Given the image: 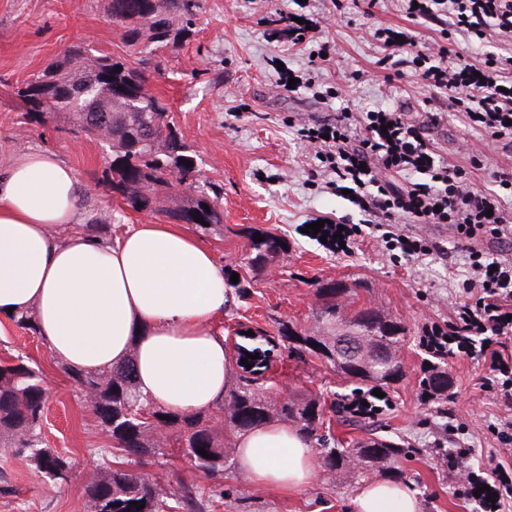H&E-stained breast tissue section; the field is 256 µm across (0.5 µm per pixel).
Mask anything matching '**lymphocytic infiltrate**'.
<instances>
[{
    "label": "lymphocytic infiltrate",
    "mask_w": 512,
    "mask_h": 512,
    "mask_svg": "<svg viewBox=\"0 0 512 512\" xmlns=\"http://www.w3.org/2000/svg\"><path fill=\"white\" fill-rule=\"evenodd\" d=\"M413 17L432 19L447 13L453 26L486 38L494 32L512 38V0H417ZM384 62L410 54L420 61V76L428 89L447 91L448 106L463 109L471 123L491 138L512 142V75L498 68V58L486 56L484 66L453 60L449 47L441 45L425 54L411 30L385 29ZM359 126V140H352V126ZM316 144L322 162L337 181L349 183L352 196L368 216L392 221L409 217L419 224L452 225L459 239L491 237L502 243L512 240V211L504 205V194H512V173L495 171L500 191L487 194L472 187L462 166L446 162L436 146L426 138L420 125L406 112L371 111L352 117L344 112L335 122L308 134ZM406 173L410 182L399 185L379 178V170ZM426 173L423 182L415 181ZM468 264L475 277L468 293L476 302L457 304L448 328L457 353L469 351L472 337L484 339L479 353L489 368L506 370L501 387L506 401L512 402V261L469 249ZM466 449L449 451V471H464L460 493L476 499L483 512H505L512 504V473L504 464L493 469H464ZM489 486L496 493L495 502L475 497L474 492Z\"/></svg>",
    "instance_id": "lymphocytic-infiltrate-1"
}]
</instances>
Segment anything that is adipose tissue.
I'll use <instances>...</instances> for the list:
<instances>
[{
	"instance_id": "ef3b65f1",
	"label": "adipose tissue",
	"mask_w": 512,
	"mask_h": 512,
	"mask_svg": "<svg viewBox=\"0 0 512 512\" xmlns=\"http://www.w3.org/2000/svg\"><path fill=\"white\" fill-rule=\"evenodd\" d=\"M86 191L56 153L32 149L0 168V324L32 315L64 367L134 362L141 399L178 414L224 400L230 366L214 323L228 302L224 269L175 224H130L113 240L83 231ZM60 226L68 235H57ZM252 483L293 491L314 474L302 433L267 425L236 440ZM356 512H419L400 484L362 487Z\"/></svg>"
}]
</instances>
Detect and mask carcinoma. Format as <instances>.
<instances>
[{"label": "carcinoma", "mask_w": 512, "mask_h": 512, "mask_svg": "<svg viewBox=\"0 0 512 512\" xmlns=\"http://www.w3.org/2000/svg\"><path fill=\"white\" fill-rule=\"evenodd\" d=\"M198 0H107L108 20L120 28L129 47L153 45L160 48L188 33V24ZM146 79L143 68L132 67L120 56L88 52L74 46L63 58L51 63L17 94L35 111L52 118L64 116L76 131L99 139L113 136L108 161L112 188L122 191L126 204L140 211L152 210L155 198L187 195L178 207L167 211L170 218L194 224L200 219L208 227H224L218 198L198 189L200 176L190 146L170 121L167 107L155 98L137 99V90ZM209 209H204V206ZM257 230L249 233L250 266L262 269L286 251L284 241L262 231L261 242L254 241ZM346 289L326 283L317 289L319 297L315 319L323 331L309 336L291 333L292 351L316 353L334 369L358 384L378 387L388 380L371 373L366 357L344 369L336 364V322L343 320L338 303ZM350 328L366 342L388 349L399 346L401 330L366 307L349 318ZM78 393L94 411L98 423L112 437V455L135 458L142 465L159 454L161 444L154 440L157 427L174 433L180 448L187 449L190 464L206 477L224 472L229 449L224 445V430L244 433L277 422L299 427L308 439L320 446L321 463L330 473L358 458L370 462L395 461L406 454L399 443L377 437L355 448H338L336 440L318 433L321 425L319 400L289 398L278 401L256 379L241 376L224 394V404L213 417L181 415L159 405L142 401L136 394L134 364L107 371L66 370ZM49 395L40 373L18 355L0 364V435L6 440L3 452L27 459L39 472H69L68 459L44 445L41 424ZM207 451L203 457L199 449ZM87 495L92 512H207L214 507L213 495L196 486H183L168 497L153 476L140 469L117 466L90 482ZM144 502L141 510L133 502Z\"/></svg>", "instance_id": "1"}]
</instances>
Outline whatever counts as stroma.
Instances as JSON below:
<instances>
[{
  "mask_svg": "<svg viewBox=\"0 0 512 512\" xmlns=\"http://www.w3.org/2000/svg\"><path fill=\"white\" fill-rule=\"evenodd\" d=\"M199 3L189 33L154 52L146 74L150 92L169 108L197 155L202 182L224 210L223 230L206 232L193 224L187 230L213 251L225 276H238L249 291L244 299L230 296L224 311V335L233 342L231 375L241 373L237 356L264 355L268 368L261 381L274 395L320 399L322 433L347 448L362 441L366 431L352 427L346 406L355 396H369V388H354L317 355L291 353L284 335L315 326L319 285L343 284L357 294L354 308L374 307L403 329L401 377L373 400L366 430L400 442L407 453L360 474L319 467L308 485L288 492L253 484L233 461L221 476L204 477L185 462L168 432L159 438L162 453L150 473L166 492L181 482L223 492L214 512H355L362 485L393 471L417 498L420 512H482L456 495L445 455L451 448L469 449L474 465L503 458L500 431L512 421V406L498 390L483 387L489 370L477 354L442 357L426 345L432 332L447 331L469 276L456 232L447 224H364L363 212L331 186L330 174L300 131L345 110L402 108L479 189L490 188L491 170L512 168V152L469 126L463 113L449 110L447 93L430 95L413 68L398 77L378 67L382 50L374 32L410 26L404 0ZM105 7V0H0V167L30 149L54 151L86 186L93 223L110 225L118 236L126 225L162 223L166 217L133 210L104 181L102 143L32 113L16 94L74 44L137 63ZM274 9L318 20L321 27L312 39L289 46L265 21ZM322 46L326 60L313 59V50ZM283 74L297 77V91L279 87ZM464 137L475 156L458 154ZM326 218L351 226L344 243L308 232V224ZM253 228L288 246L261 271L248 263L246 232ZM392 232L421 241L427 255L406 259L389 244ZM18 353L29 357L51 391L44 440L69 458L72 470L56 486L25 458L0 454V476L14 489L12 497H0V512H91L85 488L115 467L112 440L41 337L0 325V361ZM436 375L447 379L445 389L432 388Z\"/></svg>",
  "mask_w": 512,
  "mask_h": 512,
  "instance_id": "stroma-1",
  "label": "stroma"
}]
</instances>
